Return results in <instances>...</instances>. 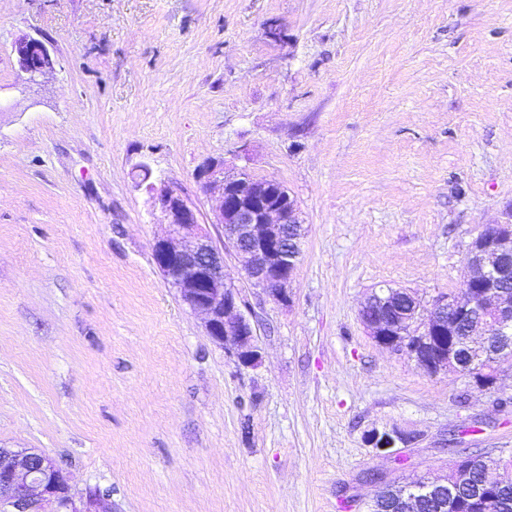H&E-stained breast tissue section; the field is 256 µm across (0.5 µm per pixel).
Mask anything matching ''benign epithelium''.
I'll list each match as a JSON object with an SVG mask.
<instances>
[{
    "label": "benign epithelium",
    "mask_w": 512,
    "mask_h": 512,
    "mask_svg": "<svg viewBox=\"0 0 512 512\" xmlns=\"http://www.w3.org/2000/svg\"><path fill=\"white\" fill-rule=\"evenodd\" d=\"M13 51L19 70L34 81L53 65L46 43L33 37L18 39ZM197 179L204 192H217L211 223L221 227L224 240L216 242L197 206L179 189L149 186L152 208L161 213L166 235L157 239L153 260L164 283L176 290L182 303L202 316L207 335L231 351L238 365L251 367L258 356L256 329L240 311V293L224 277V251L241 259L249 280L277 301L290 299L289 284L295 273L305 228L297 200L274 179L256 178L247 168L227 172L224 164L204 163ZM512 262V224H486L469 245V277L460 294L446 293L424 304L410 293L406 304L400 289L373 291L360 309V319L380 346L402 351L430 373L458 374L461 363L441 335L450 329L448 317L467 324L476 319L493 324L505 334L512 330V293L501 281ZM512 358L500 354L488 376L476 388H495L496 366ZM417 436L398 429L372 431L367 443L389 455L407 448ZM472 471L456 470L453 480L430 481V498L455 496L470 485ZM0 512H105L100 494L88 491L78 497L69 477L41 451L0 448Z\"/></svg>",
    "instance_id": "7a95c632"
}]
</instances>
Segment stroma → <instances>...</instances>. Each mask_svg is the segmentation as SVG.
I'll return each mask as SVG.
<instances>
[{"mask_svg":"<svg viewBox=\"0 0 512 512\" xmlns=\"http://www.w3.org/2000/svg\"><path fill=\"white\" fill-rule=\"evenodd\" d=\"M23 36L54 62L34 83ZM208 160L280 182L307 227L289 301L224 256L251 368L153 262L147 184L209 214ZM508 221L512 0H0V447L105 512H366L376 479L511 454L512 407L359 318L382 286L460 291ZM392 428L417 443L368 445ZM13 51L19 70L28 76L29 81H35L53 65L49 49L40 39L22 37L15 42ZM418 437L398 429L378 431L373 430L367 437V443L379 452L393 455L397 448H407L415 444Z\"/></svg>","mask_w":512,"mask_h":512,"instance_id":"stroma-1","label":"stroma"}]
</instances>
